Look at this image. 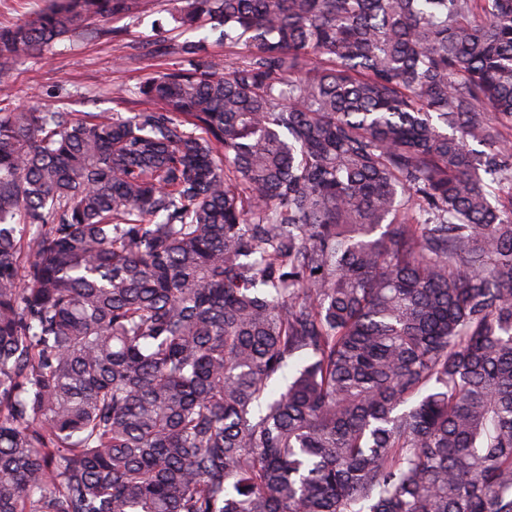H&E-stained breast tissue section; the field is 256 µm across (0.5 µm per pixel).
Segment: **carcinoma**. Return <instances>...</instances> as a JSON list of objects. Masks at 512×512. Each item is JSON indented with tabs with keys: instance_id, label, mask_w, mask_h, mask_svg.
<instances>
[{
	"instance_id": "carcinoma-1",
	"label": "carcinoma",
	"mask_w": 512,
	"mask_h": 512,
	"mask_svg": "<svg viewBox=\"0 0 512 512\" xmlns=\"http://www.w3.org/2000/svg\"><path fill=\"white\" fill-rule=\"evenodd\" d=\"M174 2L235 61L0 112V512H512V0Z\"/></svg>"
}]
</instances>
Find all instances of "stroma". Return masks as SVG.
Returning <instances> with one entry per match:
<instances>
[{
  "instance_id": "stroma-1",
  "label": "stroma",
  "mask_w": 512,
  "mask_h": 512,
  "mask_svg": "<svg viewBox=\"0 0 512 512\" xmlns=\"http://www.w3.org/2000/svg\"><path fill=\"white\" fill-rule=\"evenodd\" d=\"M172 0H150L135 16L101 21V36L56 41L18 62L4 77L0 112L52 106L67 112H143L152 104L136 90L147 77L182 66L177 47L202 31L177 27Z\"/></svg>"
}]
</instances>
